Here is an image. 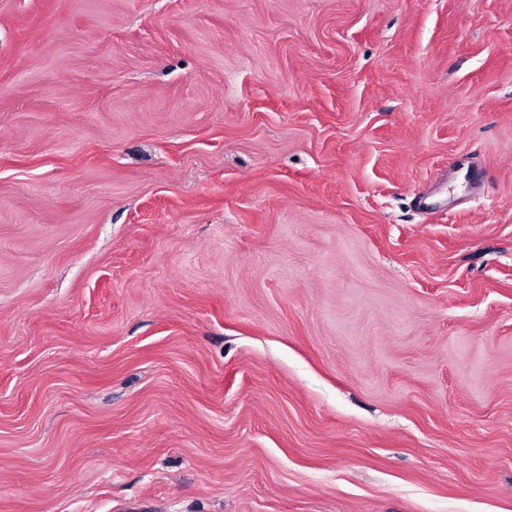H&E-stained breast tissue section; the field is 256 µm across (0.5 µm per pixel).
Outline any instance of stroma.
<instances>
[{
  "label": "stroma",
  "mask_w": 512,
  "mask_h": 512,
  "mask_svg": "<svg viewBox=\"0 0 512 512\" xmlns=\"http://www.w3.org/2000/svg\"><path fill=\"white\" fill-rule=\"evenodd\" d=\"M0 512H512V0H0Z\"/></svg>",
  "instance_id": "35a3bbf8"
}]
</instances>
